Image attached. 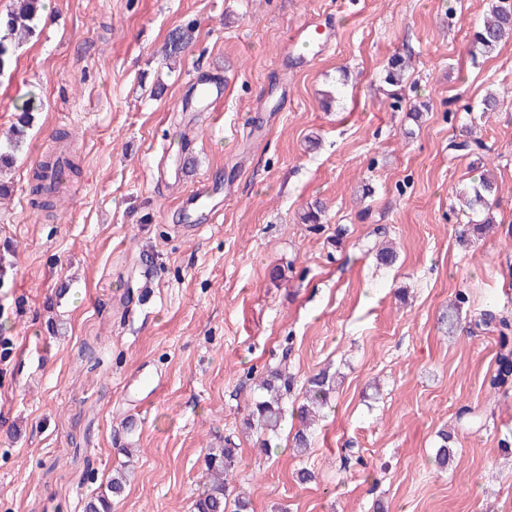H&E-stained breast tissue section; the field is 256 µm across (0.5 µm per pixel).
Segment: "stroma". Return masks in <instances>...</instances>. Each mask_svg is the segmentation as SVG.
<instances>
[{"label":"stroma","instance_id":"stroma-1","mask_svg":"<svg viewBox=\"0 0 512 512\" xmlns=\"http://www.w3.org/2000/svg\"><path fill=\"white\" fill-rule=\"evenodd\" d=\"M490 5L45 0L0 75L1 139L38 105L0 173V512H84L123 462L112 512H191L226 435L252 512H512V384L490 389L498 334L474 324L512 313V41L465 49ZM312 16L328 47L295 38ZM188 24L194 44L165 60ZM396 55L411 67L394 109ZM195 76L224 84L204 112L183 109ZM490 92L495 111L476 119ZM470 126L498 202L493 230L465 246L477 216L456 195L476 173L448 144ZM61 132L81 188L48 219L29 177ZM164 148L175 172L161 179ZM204 181L223 185L220 214L192 230L182 203ZM317 201L321 222L302 223ZM388 241L391 267L375 260ZM280 365L297 399L319 369L343 377L302 457L291 422L267 454L243 425L253 376Z\"/></svg>","mask_w":512,"mask_h":512}]
</instances>
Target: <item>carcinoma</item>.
Segmentation results:
<instances>
[{"label": "carcinoma", "instance_id": "obj_1", "mask_svg": "<svg viewBox=\"0 0 512 512\" xmlns=\"http://www.w3.org/2000/svg\"><path fill=\"white\" fill-rule=\"evenodd\" d=\"M42 8V0H14L13 9L0 17V73L13 65L20 44L35 33V21ZM512 39V0H493L489 16L478 26L468 40V51L472 56H487L493 53L501 43ZM194 41V30L187 26L173 30L165 43V57L170 59L181 55ZM385 82L394 87L390 96L396 97L403 91V63L394 57L388 63ZM34 111L30 102L20 109L13 137L0 144V168L14 163L26 128L31 122ZM79 174L74 159L62 164L46 161L33 169L30 182L32 205L43 211H52L55 198L63 185ZM460 200L472 211L488 213L496 203V185L485 176L459 192ZM498 325L501 335L502 352L490 383L502 386L512 378V349L508 347V333L512 331V320L491 313L481 315L477 325L489 327ZM336 375L322 370L307 380L305 402L298 409V419L302 428L293 437L292 444L298 455H304L311 445L308 429L328 406L331 394L336 390ZM257 386L264 394L254 400L244 426L256 434L260 443L268 445L278 435L288 415V397L294 389V378L282 369L266 371L260 377ZM452 437L448 433H439V443L434 453V462L440 468L448 466L453 450ZM239 464V448L229 437H224V446L209 449L205 458L206 482L203 490L192 504V512H227L228 504H233V512H251V500L240 494L232 495L231 479ZM127 474L123 467L114 470L106 489L101 491L86 507V512H112V498L123 493Z\"/></svg>", "mask_w": 512, "mask_h": 512}]
</instances>
